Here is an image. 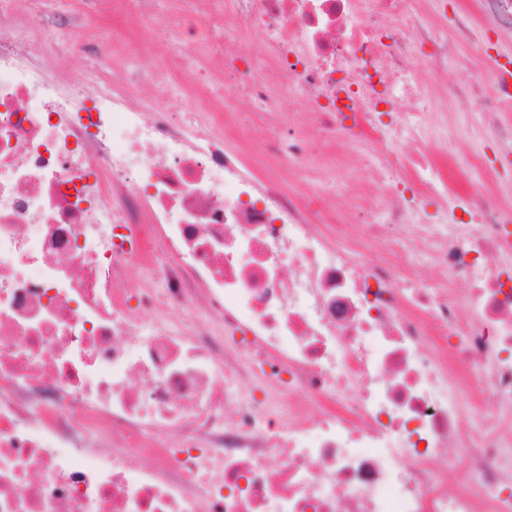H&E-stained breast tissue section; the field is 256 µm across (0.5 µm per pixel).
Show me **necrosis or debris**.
Listing matches in <instances>:
<instances>
[{
    "instance_id": "4bbe7bcc",
    "label": "necrosis or debris",
    "mask_w": 512,
    "mask_h": 512,
    "mask_svg": "<svg viewBox=\"0 0 512 512\" xmlns=\"http://www.w3.org/2000/svg\"><path fill=\"white\" fill-rule=\"evenodd\" d=\"M476 2L437 30L415 0H230L272 66L239 73L207 10L147 75L97 54L91 96L25 58L39 18L0 0V512H512V179L428 150L412 62L428 43L430 72L467 68L489 31L511 48L512 0ZM202 46L258 102L241 129L271 164L377 143L371 193L249 176L227 109L122 95L189 93ZM499 71L448 93L512 154ZM281 93L308 133L269 126ZM429 196L465 220L427 223ZM383 199V223H348Z\"/></svg>"
}]
</instances>
